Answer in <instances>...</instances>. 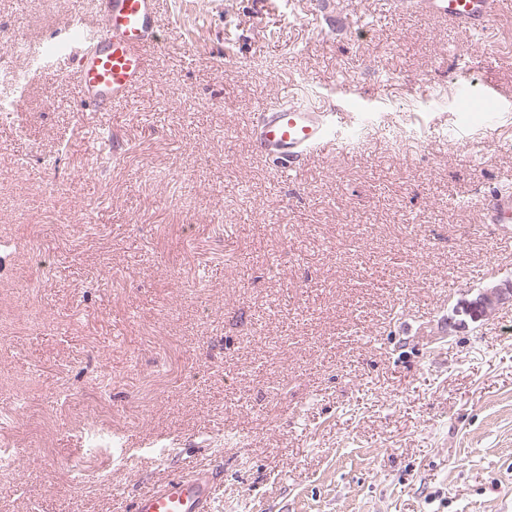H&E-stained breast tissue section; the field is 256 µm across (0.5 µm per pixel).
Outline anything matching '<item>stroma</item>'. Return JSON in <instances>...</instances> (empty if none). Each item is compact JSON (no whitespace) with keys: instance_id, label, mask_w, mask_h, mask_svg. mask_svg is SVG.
<instances>
[{"instance_id":"1","label":"stroma","mask_w":512,"mask_h":512,"mask_svg":"<svg viewBox=\"0 0 512 512\" xmlns=\"http://www.w3.org/2000/svg\"><path fill=\"white\" fill-rule=\"evenodd\" d=\"M101 0H0V512H131L205 469L211 512H506L512 0H160L129 99L46 51ZM351 116L279 173L281 85ZM428 17L447 21L462 30H487L501 15L505 2L500 0H417L414 2ZM478 198L474 202L485 224H499L502 232L512 233V191L501 190L491 195V199Z\"/></svg>"}]
</instances>
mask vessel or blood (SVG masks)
Returning a JSON list of instances; mask_svg holds the SVG:
<instances>
[{"mask_svg":"<svg viewBox=\"0 0 512 512\" xmlns=\"http://www.w3.org/2000/svg\"><path fill=\"white\" fill-rule=\"evenodd\" d=\"M428 17L447 21L462 30L489 28L503 9L502 0H416ZM157 0H104L98 31L87 34L80 52L78 89L85 102L105 112L127 98L146 78V47L156 42ZM258 153L291 169L297 158L336 146L339 128L333 113L281 101L261 108L252 131ZM483 223L512 233V191L501 190L490 199H477ZM210 476L172 479L143 492L133 512H207Z\"/></svg>","mask_w":512,"mask_h":512,"instance_id":"b4317fda","label":"vessel or blood"}]
</instances>
